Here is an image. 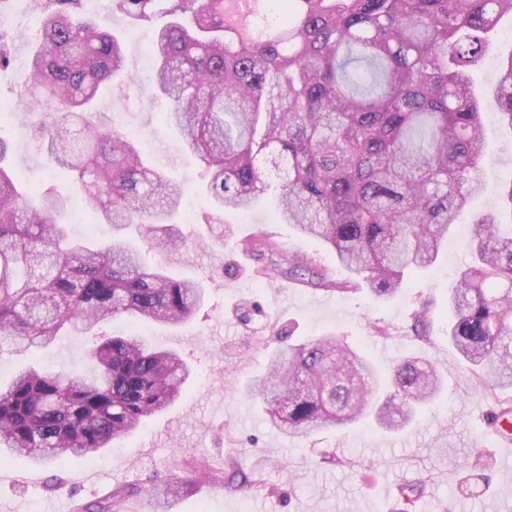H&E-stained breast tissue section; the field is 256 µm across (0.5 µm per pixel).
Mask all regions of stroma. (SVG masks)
<instances>
[{"label":"stroma","instance_id":"35a3bbf8","mask_svg":"<svg viewBox=\"0 0 512 512\" xmlns=\"http://www.w3.org/2000/svg\"><path fill=\"white\" fill-rule=\"evenodd\" d=\"M115 0H87L81 10L109 21L127 35L126 67L133 81L125 92H104L98 107L110 113L115 130L135 138L143 157L163 166L183 184L186 239L172 255L153 259L176 276L201 281L209 298L191 322L170 328L133 326L120 319L111 329L137 330L153 344L179 352L195 370L180 398L164 414L114 441L92 461L65 460L38 467L13 458L0 462V512H78L119 488L131 490L121 512H158L157 489L165 479L185 481L176 502L180 512H512V451L503 450L488 422L498 405L472 368L448 341L453 312L448 285L469 261L471 215L454 225L437 261L409 276L399 293L376 298L367 286L338 293L294 279L261 276V260L246 242L264 236L279 250L315 260L335 281L345 280L335 252L322 241L280 223L270 202L245 213H227L230 238L214 236L203 218L210 210L202 190L201 167L183 139L166 124L168 104L152 98L153 60L149 46L164 13L137 20L114 7ZM21 0H0V28L13 34L12 59L0 67V104L11 116L0 136L14 146L11 159L29 191L69 187L32 135L35 116L21 89L30 81L35 31L18 18ZM512 55V15L498 25L486 54L473 72L478 88L497 80V63ZM490 141L487 181L473 213L500 210L504 185L512 182V129L503 125L492 100L483 103ZM430 304L427 339L412 331V315ZM293 341L333 335L363 351L380 376L400 360L425 355L437 360L444 390L429 409L398 432L380 428L373 417L307 438L281 434L267 421L264 404L248 389L268 370L280 347L279 334ZM96 333L65 336L47 352L32 354L0 348V383L29 364L44 368L87 367ZM336 459L320 460L324 451ZM262 481V491L220 483L234 470ZM425 479L415 501L387 496L388 487Z\"/></svg>","mask_w":512,"mask_h":512}]
</instances>
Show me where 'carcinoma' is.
Instances as JSON below:
<instances>
[{"label":"carcinoma","instance_id":"cac0c4a2","mask_svg":"<svg viewBox=\"0 0 512 512\" xmlns=\"http://www.w3.org/2000/svg\"><path fill=\"white\" fill-rule=\"evenodd\" d=\"M173 3L152 43L154 81L173 103L168 124L202 164L210 223L271 194L281 222L324 241L348 281L380 299L433 265L483 190V96L469 68L512 0H284L277 23L267 0ZM80 5L41 0L27 105L52 110L38 138L110 236L70 239L58 221L67 196L27 198L0 136V344L34 352L63 329L103 336L88 352L91 375L30 364L0 384V453L36 463L90 459L174 404L192 366L104 327L121 316L184 325L206 298L198 282L146 265L128 240L134 226L154 252L184 246L171 233L182 188L95 109L99 93L130 76L123 39L77 14ZM116 7L146 19L156 0ZM495 100L512 125V58ZM473 227L472 263L448 285V340L491 392L512 390V224L486 213ZM249 248L268 253L275 271L342 291L314 261L266 238ZM440 391L426 358L403 359L382 385L363 353L322 336L279 350L250 394L269 404L280 432L307 437L355 423L371 406L380 427L398 431ZM128 493L117 489L86 512H112Z\"/></svg>","mask_w":512,"mask_h":512}]
</instances>
